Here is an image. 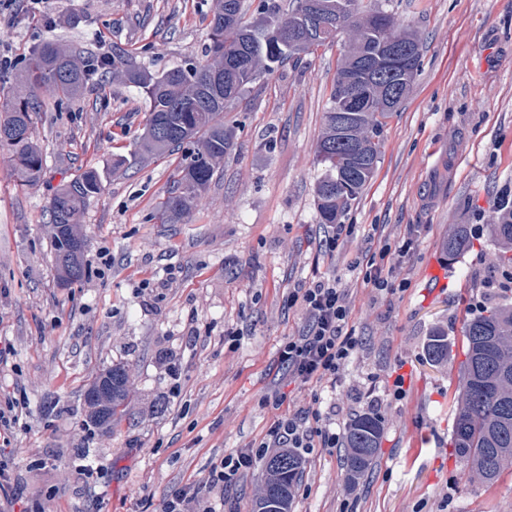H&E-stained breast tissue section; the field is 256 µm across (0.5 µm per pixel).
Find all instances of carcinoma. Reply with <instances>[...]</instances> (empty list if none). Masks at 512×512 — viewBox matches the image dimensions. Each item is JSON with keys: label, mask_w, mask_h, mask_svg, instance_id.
Listing matches in <instances>:
<instances>
[{"label": "carcinoma", "mask_w": 512, "mask_h": 512, "mask_svg": "<svg viewBox=\"0 0 512 512\" xmlns=\"http://www.w3.org/2000/svg\"><path fill=\"white\" fill-rule=\"evenodd\" d=\"M343 16H336V2ZM331 4L332 19H341L344 51L338 62L323 127L316 150L321 176L315 188V204L321 224H338L351 202L356 200L375 173L379 162L387 119L398 111L402 100L386 104L380 85H362L359 111L354 113L350 137L336 135V108L341 104L356 69L366 52L387 80L397 84L403 72L385 66L383 33L371 23L378 7L362 5V0H320ZM314 11L312 0H293L282 12L274 0H257L252 20H246L244 0H211V21L205 47L206 60L153 72L138 66L121 48L110 54H75L59 40L39 43L31 50L24 70L9 83L0 74V86L8 87L0 96V151L8 158L26 185L40 182L43 154L34 142L33 114L40 107L41 93L52 94L60 103L81 97L98 79L108 77L145 96L148 118L143 133L135 141L133 158H161L185 149L177 178L158 205L163 224H176L218 175L224 157L235 146L234 127L224 121L261 76L270 74L290 60H301L333 36H316L305 49L294 46L304 36L305 18ZM390 36L416 50L409 79L421 67L423 44L412 30L399 29L392 15H385ZM360 153L362 164L352 169V152ZM103 188V172L90 166L65 182L49 204L50 234L60 284L69 286L86 274L83 254L86 240L78 217L87 200ZM501 222L492 225V234L512 250V203L502 208ZM472 245L465 227H458L442 243L453 261ZM512 256L500 251L491 257L486 277L504 276ZM465 362L463 382L454 406L450 445L468 477L482 484L495 483L504 470H512V302L502 297L489 302L467 320L463 330ZM425 348L430 361L448 358V336L434 331ZM129 393V373L118 363L103 370L85 391L91 417L99 425H110L122 416ZM384 430L382 417L374 412L357 416L346 436L345 466L351 482L371 468ZM301 477V461L290 450L270 456L263 466V482L252 512H291L295 487Z\"/></svg>", "instance_id": "obj_1"}]
</instances>
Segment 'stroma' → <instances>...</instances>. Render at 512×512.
Here are the masks:
<instances>
[{"label":"stroma","instance_id":"35a3bbf8","mask_svg":"<svg viewBox=\"0 0 512 512\" xmlns=\"http://www.w3.org/2000/svg\"><path fill=\"white\" fill-rule=\"evenodd\" d=\"M424 39L421 68L383 132L381 157L342 222L319 223L313 188L323 112L342 42L257 80L238 104L235 148L221 176L180 223L157 205L178 156L113 168L146 120L137 89L109 80L65 105L43 96L35 135L46 157L25 186L0 155V405L22 415L6 430L0 464L11 487L0 512H160L175 489L204 488L224 455L262 440L279 416L320 402L345 434L375 412L384 435L371 470L348 483L344 444L302 454L292 512H512V471L469 482L448 444L461 383L463 328L498 289L485 258L500 195L512 196V0H377ZM80 15L76 30L43 19ZM207 0H41L38 11L0 12V56L20 69L32 48L60 38L77 49H126L159 71L201 59ZM104 170L84 209L85 277L61 287L48 208L80 169ZM473 245L449 262L456 225ZM417 245L394 250L408 231ZM109 253L112 263L102 266ZM383 255L397 290L363 281ZM319 281L345 289L359 345L335 382L302 385L279 347L308 316L298 300ZM448 333V359L424 342ZM125 364V415L91 423L84 401L103 371ZM406 395L392 398L396 376Z\"/></svg>","mask_w":512,"mask_h":512}]
</instances>
